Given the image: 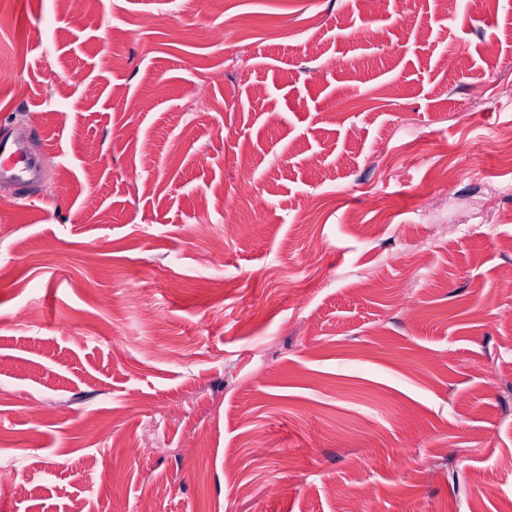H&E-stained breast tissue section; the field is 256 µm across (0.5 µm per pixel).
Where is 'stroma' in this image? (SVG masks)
<instances>
[{"instance_id": "1", "label": "stroma", "mask_w": 512, "mask_h": 512, "mask_svg": "<svg viewBox=\"0 0 512 512\" xmlns=\"http://www.w3.org/2000/svg\"><path fill=\"white\" fill-rule=\"evenodd\" d=\"M2 115L0 512H512V0H0ZM37 168V160L28 155L22 142L0 137V182L11 180L20 191H25L36 176Z\"/></svg>"}]
</instances>
